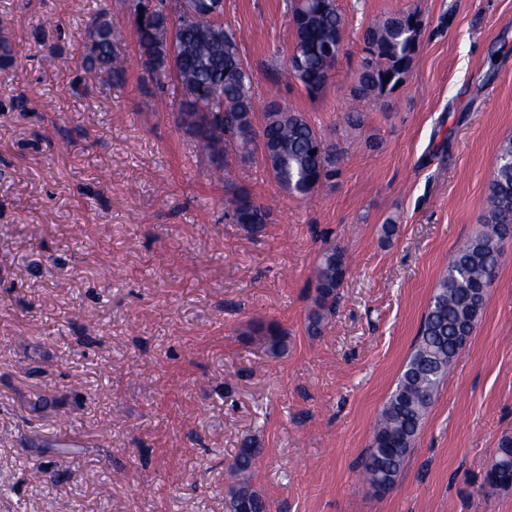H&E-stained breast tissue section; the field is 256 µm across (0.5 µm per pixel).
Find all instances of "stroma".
<instances>
[{
  "label": "stroma",
  "instance_id": "stroma-1",
  "mask_svg": "<svg viewBox=\"0 0 512 512\" xmlns=\"http://www.w3.org/2000/svg\"><path fill=\"white\" fill-rule=\"evenodd\" d=\"M336 4L341 51L311 97L287 71L291 0H224L257 99L345 148L303 199L261 151L226 144L234 185L272 209L248 229L176 104L144 82L129 0H0V512H224L246 442L271 512H512V488L484 482L512 436V240L396 484L376 492L360 466L450 255L484 229L512 139V0ZM407 10L424 29L404 83L350 96L363 30ZM95 20L123 79L84 69ZM352 111L355 140L339 123ZM333 244L347 271L312 336ZM345 250L330 245L321 255L316 269L314 309L308 316V330L313 335L321 334L328 318L333 314L338 297L337 289L342 284L347 264Z\"/></svg>",
  "mask_w": 512,
  "mask_h": 512
}]
</instances>
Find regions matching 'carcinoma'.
I'll list each match as a JSON object with an SVG mask.
<instances>
[{
    "instance_id": "carcinoma-1",
    "label": "carcinoma",
    "mask_w": 512,
    "mask_h": 512,
    "mask_svg": "<svg viewBox=\"0 0 512 512\" xmlns=\"http://www.w3.org/2000/svg\"><path fill=\"white\" fill-rule=\"evenodd\" d=\"M220 0H188L175 5L171 25L167 0H157L148 21L137 20V41L145 73L159 89L172 90L180 125L202 146L213 174L227 176L224 143L234 142L248 154L261 140L264 161L276 185L302 197L313 196L339 173L342 149L329 144L304 115L273 99L264 109L261 134L253 128L255 101L251 79L233 31L214 21ZM295 40L288 72L308 94H320L328 84L341 49L345 17L336 0L292 3ZM423 20L416 11L388 15L363 33V57L352 96L381 99L401 86L419 48ZM174 44L180 70L175 81L168 70V47ZM85 66L89 70L123 72L113 50L112 27L92 23L86 31ZM315 154H309V151ZM232 220L245 228L271 221V212L240 189L227 200ZM512 238V139L497 155L489 186L485 230L460 247L448 262L430 299L396 387L374 429L372 448L362 461L364 479L377 491L392 488L404 470L423 421L435 402L448 368L469 340L483 310L488 288L501 263L503 243ZM347 269L345 250L329 246L316 269L314 309L308 330L322 333L336 306L337 289ZM262 449L250 444L238 449L231 469L237 477L224 503L225 512H270L267 501L251 485ZM493 489L512 488V436L500 439L486 472Z\"/></svg>"
}]
</instances>
